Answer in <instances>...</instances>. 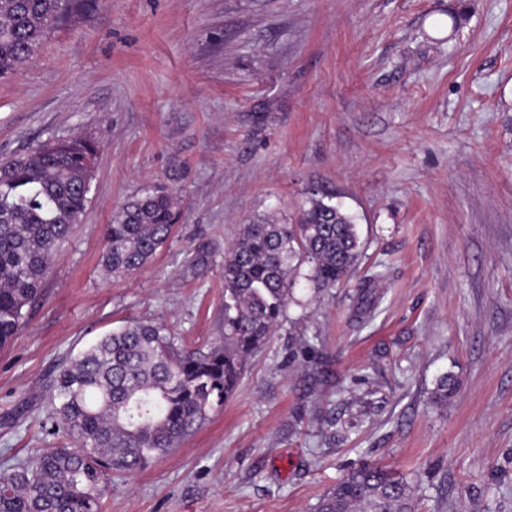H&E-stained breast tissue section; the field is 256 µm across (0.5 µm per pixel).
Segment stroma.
<instances>
[{"instance_id":"35a3bbf8","label":"stroma","mask_w":512,"mask_h":512,"mask_svg":"<svg viewBox=\"0 0 512 512\" xmlns=\"http://www.w3.org/2000/svg\"><path fill=\"white\" fill-rule=\"evenodd\" d=\"M74 134L100 144L92 190L0 350V469L57 443V368L112 328L217 343L225 250L314 188L357 218L348 283L302 264L233 396L115 475L103 512H311L363 462L405 475L419 512H512V0H82L0 78V158ZM157 183L183 200L173 236L105 280L113 208ZM305 341L317 365L291 361Z\"/></svg>"}]
</instances>
